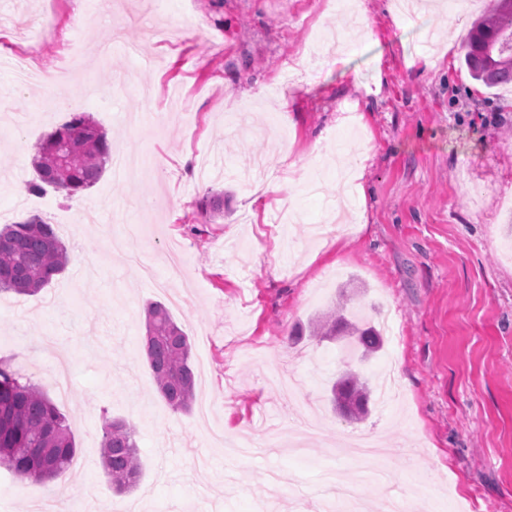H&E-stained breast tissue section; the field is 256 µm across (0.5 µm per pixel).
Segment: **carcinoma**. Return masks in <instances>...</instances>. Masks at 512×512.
I'll return each instance as SVG.
<instances>
[{
    "mask_svg": "<svg viewBox=\"0 0 512 512\" xmlns=\"http://www.w3.org/2000/svg\"><path fill=\"white\" fill-rule=\"evenodd\" d=\"M470 76L486 87L512 84V0H492L486 16L476 22L464 47ZM31 165L37 180L27 191L47 187L74 196L95 184L110 161L107 132L85 112L70 119L34 145ZM212 217L224 216V194L204 200ZM68 263L67 248L52 225L38 216L0 229V292L33 295L61 274ZM355 338L365 360L383 347V334L370 323L350 321L343 310L333 311L310 327L322 341ZM146 358L157 391L174 411L187 410L194 397L188 337L158 302L146 307ZM334 408L351 421L368 414L369 381L354 369L343 372L331 386ZM135 428L122 420L103 426L102 465L119 490L134 488L141 477ZM76 452L67 418L47 393L11 370L0 357V467L20 482H49L63 478Z\"/></svg>",
    "mask_w": 512,
    "mask_h": 512,
    "instance_id": "carcinoma-1",
    "label": "carcinoma"
}]
</instances>
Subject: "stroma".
<instances>
[{
  "instance_id": "stroma-1",
  "label": "stroma",
  "mask_w": 512,
  "mask_h": 512,
  "mask_svg": "<svg viewBox=\"0 0 512 512\" xmlns=\"http://www.w3.org/2000/svg\"><path fill=\"white\" fill-rule=\"evenodd\" d=\"M359 0L337 62L310 73L313 33L348 24L322 0H0V226L32 215L69 252L33 296L0 295V357L45 388L76 443L66 485L93 512H326L325 469L366 504L386 490L336 457L351 433L375 436L406 497L449 499L440 512H512V86L485 88L462 45L490 0L448 10ZM78 28L76 76L47 88L15 82L19 53L58 67L57 31ZM288 101L280 112V101ZM86 112L112 157L140 156L137 180L113 170L76 196L26 190L33 145ZM358 159L345 226L326 221L342 178L337 147ZM224 195L210 220L206 196ZM292 201L290 237L265 234L264 202ZM179 250L174 292L144 279ZM167 304L191 344L195 398L173 411L145 357V307ZM346 302L347 315L392 318L359 370L399 368L392 407L358 422L330 406L340 341L296 329ZM314 419L305 454L261 447L227 460L207 433L247 439ZM135 426L142 475L126 493L100 458L105 419ZM423 474L405 480L407 467ZM49 484L0 470V512H37Z\"/></svg>"
}]
</instances>
